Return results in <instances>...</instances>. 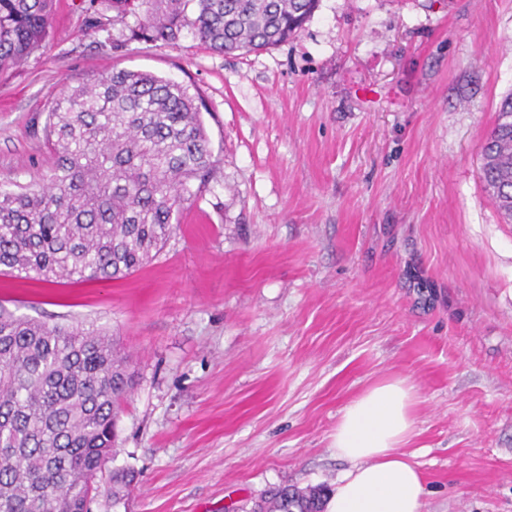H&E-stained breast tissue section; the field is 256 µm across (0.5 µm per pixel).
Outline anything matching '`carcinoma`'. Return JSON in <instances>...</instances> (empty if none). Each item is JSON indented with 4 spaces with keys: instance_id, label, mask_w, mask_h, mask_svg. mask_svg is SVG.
Wrapping results in <instances>:
<instances>
[{
    "instance_id": "cac0c4a2",
    "label": "carcinoma",
    "mask_w": 512,
    "mask_h": 512,
    "mask_svg": "<svg viewBox=\"0 0 512 512\" xmlns=\"http://www.w3.org/2000/svg\"><path fill=\"white\" fill-rule=\"evenodd\" d=\"M121 25L115 50L185 34L222 54L257 53L298 35L318 0H93ZM53 0H0V72L48 36ZM199 93L118 70L74 88L47 113V182L0 187V275L53 284L118 279L162 250L180 209L214 167ZM481 175L512 222V93L481 148ZM134 374L94 328L16 316L0 305V512H88L113 456ZM325 485L277 488L251 512H325Z\"/></svg>"
}]
</instances>
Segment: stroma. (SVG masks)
Here are the masks:
<instances>
[{
  "label": "stroma",
  "instance_id": "35a3bbf8",
  "mask_svg": "<svg viewBox=\"0 0 512 512\" xmlns=\"http://www.w3.org/2000/svg\"><path fill=\"white\" fill-rule=\"evenodd\" d=\"M118 32L54 0L40 50L0 75L5 187L48 175V110L112 70L207 106L213 176L150 263L0 276L1 306L104 330L135 373L90 512H249L334 485L343 408L396 378L422 512H512V224L480 171L512 92V0H319L299 36L242 56L189 35L116 51Z\"/></svg>",
  "mask_w": 512,
  "mask_h": 512
}]
</instances>
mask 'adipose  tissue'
<instances>
[{
	"label": "adipose tissue",
	"mask_w": 512,
	"mask_h": 512,
	"mask_svg": "<svg viewBox=\"0 0 512 512\" xmlns=\"http://www.w3.org/2000/svg\"><path fill=\"white\" fill-rule=\"evenodd\" d=\"M412 400L405 380L390 379L344 408L333 448L351 467L337 478L327 512H422L425 482L401 450L413 431Z\"/></svg>",
	"instance_id": "ef3b65f1"
}]
</instances>
